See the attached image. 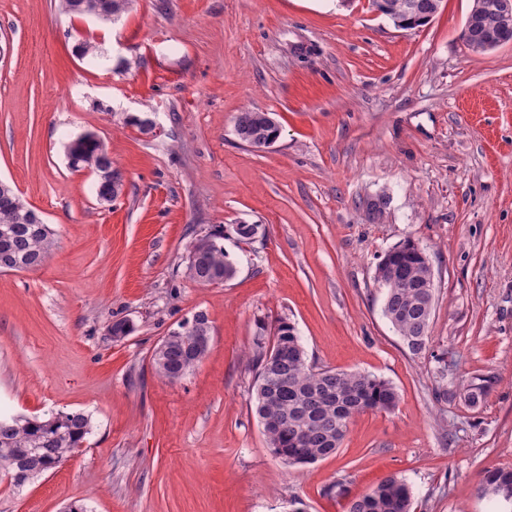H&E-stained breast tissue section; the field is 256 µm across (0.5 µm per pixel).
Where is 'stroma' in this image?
Masks as SVG:
<instances>
[{
    "label": "stroma",
    "instance_id": "obj_1",
    "mask_svg": "<svg viewBox=\"0 0 512 512\" xmlns=\"http://www.w3.org/2000/svg\"><path fill=\"white\" fill-rule=\"evenodd\" d=\"M471 6L443 0L429 25L401 30L371 0H131L112 23L0 0V180L57 241L38 269L0 273V414L93 423L35 482L0 481V512H346L391 474L412 512H501L479 487L512 469V44L471 51ZM88 39L105 59L81 55ZM247 108L274 114L273 148L235 136ZM85 132L123 174L114 202L68 165ZM241 222L266 237L224 238L235 278L191 280L190 241ZM407 239L435 273L418 355L375 280ZM199 313L209 352L167 382L152 353ZM280 318L310 365L399 395L302 467L270 452L251 402L254 341ZM118 319L134 325L121 341Z\"/></svg>",
    "mask_w": 512,
    "mask_h": 512
}]
</instances>
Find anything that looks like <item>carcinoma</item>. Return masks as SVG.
Returning a JSON list of instances; mask_svg holds the SVG:
<instances>
[{
    "mask_svg": "<svg viewBox=\"0 0 512 512\" xmlns=\"http://www.w3.org/2000/svg\"><path fill=\"white\" fill-rule=\"evenodd\" d=\"M62 11L72 16L99 14L110 20L126 11L130 0H60ZM481 33L509 37L501 30L493 13L479 19ZM237 138L249 145L258 138L280 133L277 122L265 112L247 109L236 117ZM82 168L107 177L98 178L97 195L117 199L123 191L120 172L101 140L81 146ZM38 212L28 203L16 204L13 196H0V272L32 270L50 257L53 231L35 221ZM224 227L194 238L189 255L194 258L195 275L200 284H218L232 279L235 265L224 252ZM406 240L386 253L389 261H379L376 281L386 290L382 313L414 355L429 344L435 289L424 288L425 264ZM265 328L254 342V406L262 425L267 447L290 465L311 464L327 458L340 448L351 420L368 410L391 411L398 403L395 387L386 380L359 370H316L307 362L305 349L295 327L281 318L274 327L272 343L265 341ZM191 336H210L208 318H193L189 336L175 331L158 357H153L156 373L169 381L181 378L200 363L209 345L196 346ZM92 431L91 418L80 412L57 413L45 418L0 417V475L10 477L9 485L21 487L29 480L55 468L82 445ZM482 486L497 497L512 488V469L495 468L485 473ZM411 493L405 481L389 475L369 491L350 500L346 512H410Z\"/></svg>",
    "mask_w": 512,
    "mask_h": 512,
    "instance_id": "cac0c4a2",
    "label": "carcinoma"
}]
</instances>
